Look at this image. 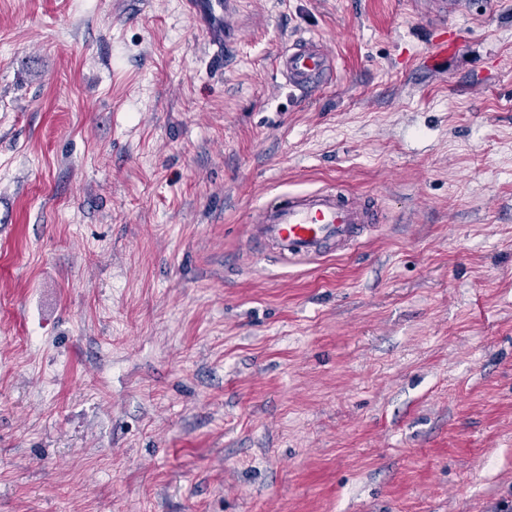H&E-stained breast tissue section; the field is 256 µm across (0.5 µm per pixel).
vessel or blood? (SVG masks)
<instances>
[{"label": "vessel or blood", "mask_w": 512, "mask_h": 512, "mask_svg": "<svg viewBox=\"0 0 512 512\" xmlns=\"http://www.w3.org/2000/svg\"><path fill=\"white\" fill-rule=\"evenodd\" d=\"M196 20L226 13V0H188ZM418 13L443 19L456 14L461 0H416ZM276 71L290 88L306 93L333 80L334 55L319 40L300 37L287 44L276 59ZM380 215L371 201H354L332 188L289 193L254 212L252 235L283 262L306 263L340 254L363 237Z\"/></svg>", "instance_id": "obj_1"}]
</instances>
